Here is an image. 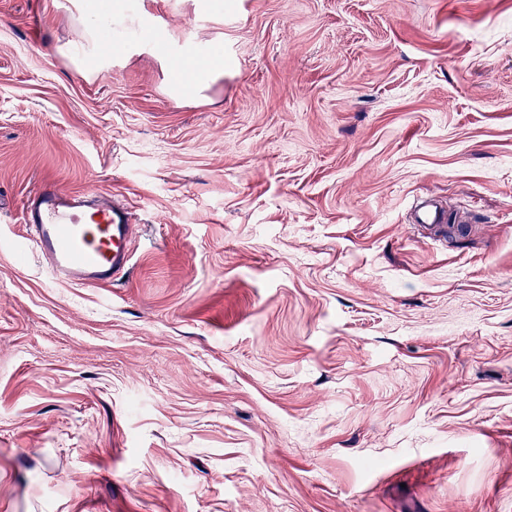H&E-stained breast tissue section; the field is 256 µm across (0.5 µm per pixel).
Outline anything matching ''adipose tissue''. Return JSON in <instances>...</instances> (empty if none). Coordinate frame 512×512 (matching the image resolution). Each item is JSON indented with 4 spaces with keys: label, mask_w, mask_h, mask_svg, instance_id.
<instances>
[{
    "label": "adipose tissue",
    "mask_w": 512,
    "mask_h": 512,
    "mask_svg": "<svg viewBox=\"0 0 512 512\" xmlns=\"http://www.w3.org/2000/svg\"><path fill=\"white\" fill-rule=\"evenodd\" d=\"M116 25V33L112 38H101L93 24L85 26V45L71 59L80 75H88L92 68L102 67L129 52L135 42L144 45L160 60H169V49L174 41L167 30L146 26L144 18L127 19L120 0H112L107 6ZM224 72V56L216 54L200 61L190 72H177L170 90L173 96L183 97L204 89L209 82Z\"/></svg>",
    "instance_id": "obj_1"
}]
</instances>
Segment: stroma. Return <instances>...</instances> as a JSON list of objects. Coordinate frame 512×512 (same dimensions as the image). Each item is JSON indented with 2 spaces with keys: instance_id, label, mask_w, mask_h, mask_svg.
Instances as JSON below:
<instances>
[{
  "instance_id": "obj_1",
  "label": "stroma",
  "mask_w": 512,
  "mask_h": 512,
  "mask_svg": "<svg viewBox=\"0 0 512 512\" xmlns=\"http://www.w3.org/2000/svg\"><path fill=\"white\" fill-rule=\"evenodd\" d=\"M80 5L0 0V512H512V0H127L223 51L183 99ZM45 181L122 281L23 250ZM23 220L34 251L60 280L112 286L130 268L137 225L112 194L43 183L27 196ZM413 222L424 225L446 224L448 222L447 212L438 206L437 201L422 204L416 210Z\"/></svg>"
}]
</instances>
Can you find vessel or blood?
<instances>
[{"label":"vessel or blood","instance_id":"vessel-or-blood-1","mask_svg":"<svg viewBox=\"0 0 512 512\" xmlns=\"http://www.w3.org/2000/svg\"><path fill=\"white\" fill-rule=\"evenodd\" d=\"M23 220L34 251L58 279L106 287L131 265L133 214L111 195L47 182L27 196Z\"/></svg>","mask_w":512,"mask_h":512}]
</instances>
